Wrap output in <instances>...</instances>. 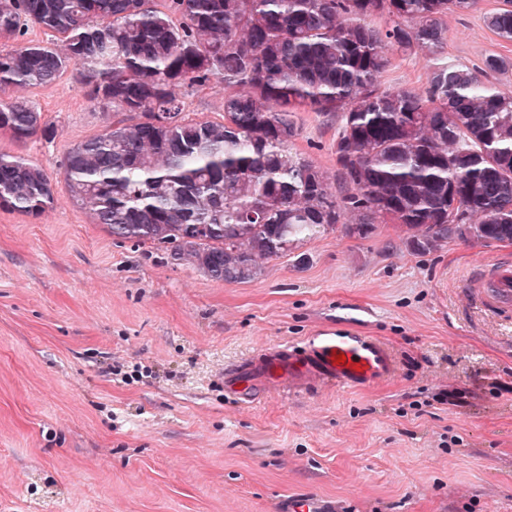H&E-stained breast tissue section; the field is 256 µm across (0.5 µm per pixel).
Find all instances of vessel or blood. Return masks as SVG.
Returning a JSON list of instances; mask_svg holds the SVG:
<instances>
[{"label": "vessel or blood", "mask_w": 512, "mask_h": 512, "mask_svg": "<svg viewBox=\"0 0 512 512\" xmlns=\"http://www.w3.org/2000/svg\"><path fill=\"white\" fill-rule=\"evenodd\" d=\"M470 293L486 310L498 313L512 309V261L499 260L492 268L473 269L467 279ZM345 363H337V355ZM395 370L387 345L374 336L325 326L299 342L271 347L224 370V393L240 400L250 394L254 376L266 379L269 388L290 389L325 384L339 389H360L389 378ZM279 512H330L313 494L284 498Z\"/></svg>", "instance_id": "1"}]
</instances>
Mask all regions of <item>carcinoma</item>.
<instances>
[{
	"label": "carcinoma",
	"mask_w": 512,
	"mask_h": 512,
	"mask_svg": "<svg viewBox=\"0 0 512 512\" xmlns=\"http://www.w3.org/2000/svg\"><path fill=\"white\" fill-rule=\"evenodd\" d=\"M0 0V91L54 83L73 66L91 96L126 112L71 147L62 176L74 205L112 238L163 249L228 284L332 230L367 234L388 221L419 254L450 239L512 242V93L481 76L508 67L437 64L420 95L384 89L395 52L438 54L443 17L477 0ZM387 15L390 27L366 18ZM512 41V0L486 16ZM65 35L25 41V26ZM215 79L232 90L224 121L183 115L180 87ZM341 117L338 176L293 153V112ZM23 142L48 133L38 109L0 101V129ZM341 181L344 193L336 194ZM52 178L0 154V209L38 217Z\"/></svg>",
	"instance_id": "obj_1"
}]
</instances>
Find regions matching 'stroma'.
<instances>
[{
    "label": "stroma",
    "instance_id": "35a3bbf8",
    "mask_svg": "<svg viewBox=\"0 0 512 512\" xmlns=\"http://www.w3.org/2000/svg\"><path fill=\"white\" fill-rule=\"evenodd\" d=\"M502 5L445 16L441 52L391 56L382 86L422 94L435 63L512 64V41L484 22ZM224 95L215 80L183 88L184 113L222 121ZM6 96L51 132L0 131V154L42 166L55 200L36 218L0 209V512H277L299 492L338 512H512V315L465 288L473 266L512 259L511 242L419 254L405 227L339 225L225 284L72 204L61 160L124 118L80 70ZM293 120L292 152L336 173L339 118ZM326 324L380 338L393 376L225 397L226 367Z\"/></svg>",
    "mask_w": 512,
    "mask_h": 512
}]
</instances>
